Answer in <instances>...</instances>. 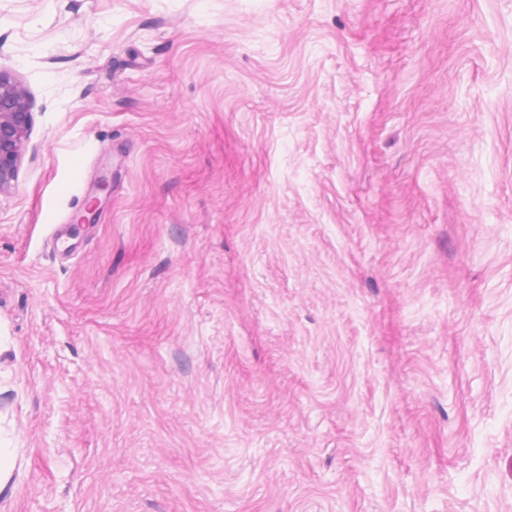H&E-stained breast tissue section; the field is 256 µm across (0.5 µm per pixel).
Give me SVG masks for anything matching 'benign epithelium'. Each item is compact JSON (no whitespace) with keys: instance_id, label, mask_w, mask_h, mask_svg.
I'll return each mask as SVG.
<instances>
[{"instance_id":"obj_1","label":"benign epithelium","mask_w":512,"mask_h":512,"mask_svg":"<svg viewBox=\"0 0 512 512\" xmlns=\"http://www.w3.org/2000/svg\"><path fill=\"white\" fill-rule=\"evenodd\" d=\"M34 123L33 103L25 86L0 70V195L18 182Z\"/></svg>"}]
</instances>
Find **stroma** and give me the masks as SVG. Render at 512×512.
Returning <instances> with one entry per match:
<instances>
[{"instance_id": "stroma-1", "label": "stroma", "mask_w": 512, "mask_h": 512, "mask_svg": "<svg viewBox=\"0 0 512 512\" xmlns=\"http://www.w3.org/2000/svg\"><path fill=\"white\" fill-rule=\"evenodd\" d=\"M0 69V512H512V0H0ZM34 123L33 103L25 86L0 70V195L18 182Z\"/></svg>"}]
</instances>
